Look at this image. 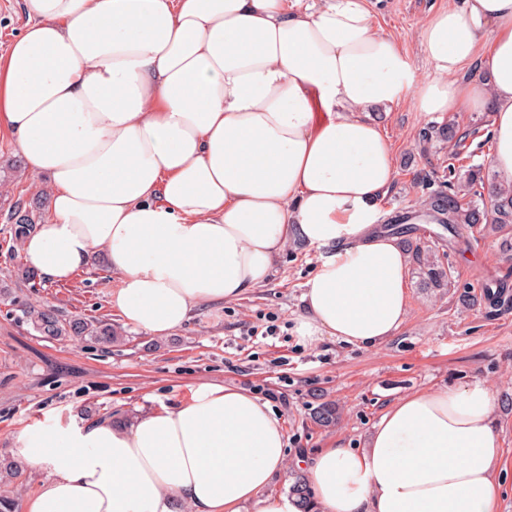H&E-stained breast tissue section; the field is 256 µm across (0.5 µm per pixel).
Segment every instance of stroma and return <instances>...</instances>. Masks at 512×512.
Returning <instances> with one entry per match:
<instances>
[{
    "label": "stroma",
    "mask_w": 512,
    "mask_h": 512,
    "mask_svg": "<svg viewBox=\"0 0 512 512\" xmlns=\"http://www.w3.org/2000/svg\"><path fill=\"white\" fill-rule=\"evenodd\" d=\"M448 0H383L374 21L398 36L420 75L429 65L420 48L429 17ZM391 144L398 178L381 200L383 214L416 204L426 180L448 177L451 153L424 140L431 127L455 120L474 162H486L492 147L491 115L417 112L400 102L368 111ZM18 148L0 138V458L17 459L16 438L25 428L51 430L103 420L130 422L139 415L175 408L202 383L248 390L282 422L288 448L308 454L337 445L366 448L385 409L422 388L460 386L479 379L495 397L501 438L504 488L499 512H512V307L490 311L463 306L461 285L472 291L504 284L512 291V263L500 252L501 234L462 230L454 241L438 225L416 231L412 241L433 250L447 268L451 287L425 288L415 267L407 269L408 314L386 342L358 348L332 338L303 342L304 284L319 252L290 243L265 287L247 292L221 309H202L182 329L152 337L125 327L126 339L108 350L87 341H48L19 321L22 306L46 302L65 316L79 315L120 325L110 303L117 278L103 261L71 282L43 280L32 288L15 276L22 251H11L6 216L16 202L44 197L47 183L11 167ZM274 335H265L268 325ZM340 409L336 426L311 417L318 403Z\"/></svg>",
    "instance_id": "1"
}]
</instances>
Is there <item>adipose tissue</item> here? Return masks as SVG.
I'll list each match as a JSON object with an SVG mask.
<instances>
[{
	"label": "adipose tissue",
	"mask_w": 512,
	"mask_h": 512,
	"mask_svg": "<svg viewBox=\"0 0 512 512\" xmlns=\"http://www.w3.org/2000/svg\"><path fill=\"white\" fill-rule=\"evenodd\" d=\"M0 54V137L47 176L48 218L22 251L70 282L104 258L124 324L155 337L266 285L295 240L322 250L303 339L372 347L408 311V256L379 225L397 178L365 118L401 101L490 111L488 163L512 183V0H450L424 25L420 77L370 0H24ZM489 85L465 84L470 63ZM480 380L391 404L364 450L289 461L271 408L204 383L131 424L27 428L46 477L26 512H301L272 479L305 470L319 512H499L501 441Z\"/></svg>",
	"instance_id": "1"
}]
</instances>
